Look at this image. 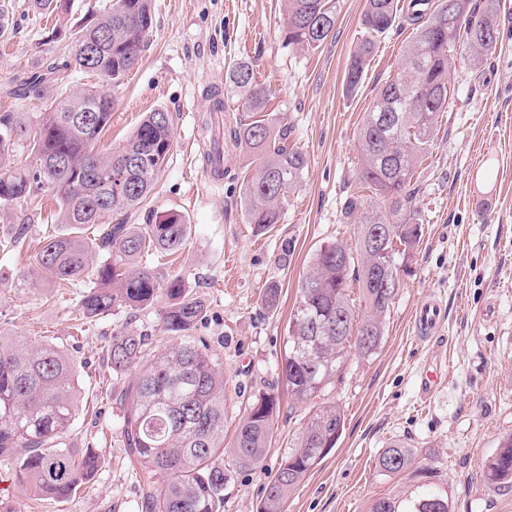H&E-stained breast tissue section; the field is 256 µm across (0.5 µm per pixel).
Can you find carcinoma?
<instances>
[{
    "mask_svg": "<svg viewBox=\"0 0 512 512\" xmlns=\"http://www.w3.org/2000/svg\"><path fill=\"white\" fill-rule=\"evenodd\" d=\"M285 39L314 50L334 35L339 0H282ZM501 0H365L364 34L351 53L345 90L360 89L378 39L403 21L416 26L405 48L406 64L376 90L357 139L361 151L359 184L366 198H351L345 218L371 215L354 225L355 248L331 242L312 258L299 285V302L288 321V348L281 383L298 405L321 395L333 383L345 353L373 354L384 335V318L398 289L383 280L401 279L406 260L420 241L422 222L415 205L418 158L427 154L441 112L448 108L451 71L458 50L473 65L492 54L500 35ZM153 26L152 0H109L100 15L70 29L65 51L48 58L11 94L35 100L41 113L28 128L11 112L0 115V217L12 205L39 206L45 195L58 204L61 233L48 237L34 256L37 276L67 288L89 283L80 301L91 320L115 307L138 309L162 299L166 339L151 344L147 335L113 331L106 352L112 373L142 365L128 389L120 438L129 457L161 478L141 501V512H221L224 486L235 470L256 468L271 441L278 395L266 393L239 417L229 450H224L226 381L219 357L207 340L192 335L203 319V305L184 279L167 278L143 257L171 256L185 249L190 225L177 213L148 212V223H112V215L143 208L168 161L173 143L170 113H148L125 142L102 150V133L112 106L90 112L112 95L137 65ZM98 55H86L88 45ZM98 83L75 93L64 91L73 72ZM226 82L238 96L248 121L230 128V141L255 163L242 182L247 223L267 231L281 223L288 194L303 179L307 159L288 144V132L261 116L269 90L258 84L252 66L238 63ZM27 130L30 153L12 155L14 134ZM129 160L126 186L116 191L113 172ZM92 229V236L84 231ZM357 283L364 307L349 290ZM76 373L59 348L0 339V458L13 463L17 485L53 500L72 497L97 471L89 448L76 452L66 443L77 411ZM343 411L333 401L317 406L299 434L296 449L267 483L259 512H284L288 495L336 446ZM232 457L224 466V453ZM414 454L394 442L379 455L378 468L390 474L409 469ZM493 485H512V435L485 464ZM370 512H450L448 493L428 488L415 496L383 498Z\"/></svg>",
    "mask_w": 512,
    "mask_h": 512,
    "instance_id": "1",
    "label": "carcinoma"
}]
</instances>
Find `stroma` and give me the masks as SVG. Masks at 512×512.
I'll list each match as a JSON object with an SVG mask.
<instances>
[{"label":"stroma","instance_id":"35a3bbf8","mask_svg":"<svg viewBox=\"0 0 512 512\" xmlns=\"http://www.w3.org/2000/svg\"><path fill=\"white\" fill-rule=\"evenodd\" d=\"M105 3L74 0L71 13L60 18L34 0H0L9 19L0 37V113L36 123L38 104L14 99L10 89L63 47L51 37L54 25L73 26L88 8ZM502 3L496 52L476 69L457 63L448 108L415 175L422 236L386 316L382 344L368 357L347 355L327 392L344 411L342 434L289 496L285 512H370L375 500L423 487L446 490L450 512H512V487L482 476L483 463L512 435V0ZM364 5L340 0L333 38L300 51L283 38L280 0H154L142 58L111 89L112 122L101 147L121 144L145 113L163 109L173 118V145L148 207L125 221L144 223L152 211L181 214L191 226L188 245L165 272L183 277L204 305L196 333L208 337L224 363L228 438L248 404L278 381L288 320L309 261L322 245L355 243L344 206L360 189L358 127L376 89L403 66L415 34L403 24L383 35L361 88L347 95L344 74L362 36ZM242 61L272 90L267 118L287 128L308 159L280 224L262 234L243 215L239 189L251 170L244 151L225 145L221 184H212L203 169L206 92L223 87L229 68ZM56 213L52 200L39 211L21 202L0 221V270L10 274L0 284V335L49 343L70 358L78 408L67 441L79 451L94 449L101 464L75 496L58 502L14 484L9 463L0 461V498L17 512H139L142 497L160 480L121 445L131 376H113L105 346L120 328L161 339L162 306L116 308L89 321L79 310L85 285L35 282L31 257L60 232ZM19 232L24 246L6 248ZM272 282L281 289L274 314L261 301ZM429 295L441 301L445 318L436 337L425 340L416 336L413 320ZM436 362L450 364V380L427 399L420 375ZM309 416V406L281 397L264 460L225 487L224 512H258L267 483ZM394 441L417 455L399 475L377 467Z\"/></svg>","mask_w":512,"mask_h":512}]
</instances>
